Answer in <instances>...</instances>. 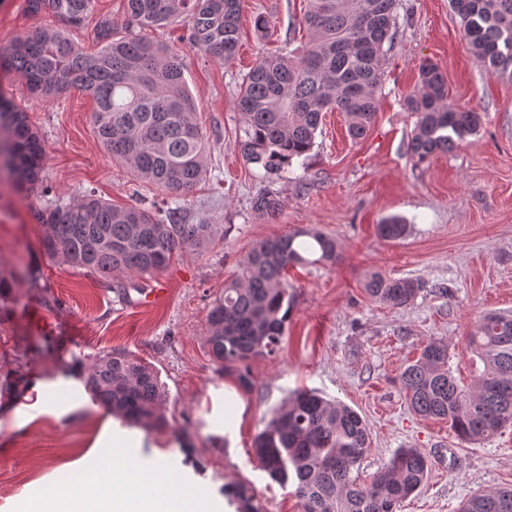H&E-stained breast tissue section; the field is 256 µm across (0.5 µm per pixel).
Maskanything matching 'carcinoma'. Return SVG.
<instances>
[{
	"instance_id": "cac0c4a2",
	"label": "carcinoma",
	"mask_w": 512,
	"mask_h": 512,
	"mask_svg": "<svg viewBox=\"0 0 512 512\" xmlns=\"http://www.w3.org/2000/svg\"><path fill=\"white\" fill-rule=\"evenodd\" d=\"M25 3L33 14L50 10L58 25L1 48L0 70L19 75L38 98L71 88L88 93L96 103L91 122L112 159L166 195H189L206 176L207 138L194 121L196 103L185 85L184 57L136 36L116 39L106 21L98 32L103 46L88 55L68 31L83 22L94 0ZM450 4L478 64L493 75L512 74V0ZM400 7V0H307L305 46L260 57L240 83L236 106L244 161L261 167L269 181L280 179L313 149L327 112L344 113L351 138H363L376 114L383 61L395 39ZM126 13L140 28L184 17L189 47L212 60L229 62L238 51L240 0H126ZM406 107L417 114L408 149L420 162L454 150L482 124L480 113L448 103L445 75L430 60L420 64V82ZM45 155L25 113L0 95V165L12 169L15 184L28 190L39 181ZM252 207L271 219L279 214L271 190L254 197ZM41 218L45 256L103 279L115 272L159 273L174 257L208 246L215 235L214 225L185 224L177 210L118 208L93 193L47 208ZM377 230L382 239L397 241L406 236L407 225L388 218ZM338 248L336 238L311 226L251 249L207 313V344L220 370L239 371L254 357L277 355L292 307L288 269L332 265ZM17 281L14 272L0 270L1 301ZM363 287L372 299L397 309L412 303L424 284L372 271ZM468 347L476 372L470 385L455 377L448 343L441 339L429 340L400 380L415 413L448 422L457 440L475 444L512 423V314H485ZM84 383L118 417L146 429L167 426L166 393L149 364L123 352L104 353ZM368 448L361 415L306 389L290 393L253 440L268 475L294 485L301 512H397L424 487L431 462L415 448H401L361 483L359 468ZM224 495L238 504V512H259L243 485L224 489ZM462 512H512V490L475 494Z\"/></svg>"
}]
</instances>
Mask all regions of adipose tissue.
<instances>
[{
  "mask_svg": "<svg viewBox=\"0 0 512 512\" xmlns=\"http://www.w3.org/2000/svg\"><path fill=\"white\" fill-rule=\"evenodd\" d=\"M128 445V434L108 421L96 443L93 468L111 480V493H102L85 468L75 467L54 498L33 501L26 512H203L205 490L177 487L166 474L167 458L156 457L148 469L116 466Z\"/></svg>",
  "mask_w": 512,
  "mask_h": 512,
  "instance_id": "adipose-tissue-1",
  "label": "adipose tissue"
}]
</instances>
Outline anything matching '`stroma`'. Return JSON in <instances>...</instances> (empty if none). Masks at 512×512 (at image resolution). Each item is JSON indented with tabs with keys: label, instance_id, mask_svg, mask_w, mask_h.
Segmentation results:
<instances>
[{
	"label": "stroma",
	"instance_id": "35a3bbf8",
	"mask_svg": "<svg viewBox=\"0 0 512 512\" xmlns=\"http://www.w3.org/2000/svg\"><path fill=\"white\" fill-rule=\"evenodd\" d=\"M240 6V47L226 64L190 49L184 19L140 31L183 55L195 119L211 146L206 179L180 200L135 181L104 151L89 95L73 89L35 99L19 76L0 71V92L26 112L46 149L41 182L31 195L0 178V265L19 276L10 301L0 303V380H13L10 393L0 394V512H21L25 491L53 494L63 470L89 463L112 413L86 391L83 378L94 359L110 351L152 364L166 386L167 428L132 429L142 438V461L160 446L174 479L205 489L213 512H225L224 490L238 483L251 487L261 512H300L292 486L274 482L252 448L272 409L299 388L317 390L366 420L370 447L362 479L401 448L429 457L426 485L400 512H459L472 494L512 487V426L478 444L460 443L446 422L413 412L400 382L404 366L439 338L461 379L471 383L467 337L485 312H512V78L491 75L475 61L449 0H402L368 134L351 140L345 115L326 113L313 149L293 166L295 180L272 184L241 156L236 96L261 53L304 43L305 0H241ZM259 15L269 21L266 31L254 27ZM105 19L115 36L130 34L123 0H95L71 39L86 53L97 52L98 25ZM54 24L51 13L29 14L24 0H0V45ZM425 60L441 67L449 104L481 112L483 125L454 152L419 163L407 150L416 117L404 100ZM266 189L281 204L273 221L252 207ZM90 190L119 207H176L186 223L208 219L217 226L215 238L156 276L123 273L104 285L47 258L40 245L38 211ZM391 216L406 222L404 239L378 236L377 224ZM306 225L336 238L338 259L331 266L289 269L293 307L281 349L274 357L251 359V384L241 386L237 372H220L208 353L209 305L256 243ZM31 270L37 280L28 279ZM372 270L420 279L425 290L404 308H388L363 289ZM154 283L165 288L164 298L138 303L140 289ZM121 284L130 290L129 302L113 291ZM40 383L59 385L55 407L18 423L25 386ZM227 384L246 405L232 437L211 434L207 422L213 392Z\"/></svg>",
	"mask_w": 512,
	"mask_h": 512
}]
</instances>
